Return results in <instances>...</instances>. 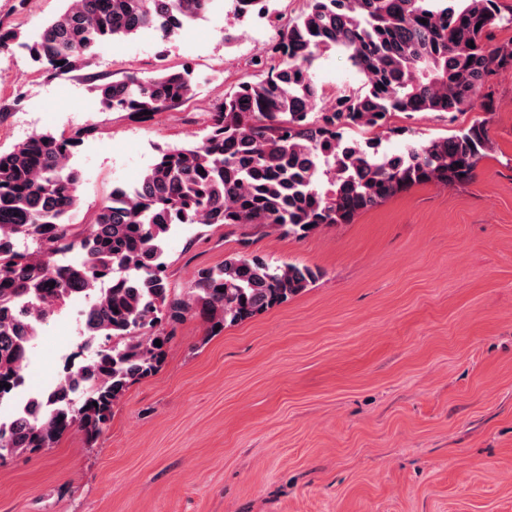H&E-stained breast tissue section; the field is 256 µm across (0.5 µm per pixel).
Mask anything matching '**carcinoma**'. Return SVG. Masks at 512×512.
<instances>
[{"label":"carcinoma","mask_w":512,"mask_h":512,"mask_svg":"<svg viewBox=\"0 0 512 512\" xmlns=\"http://www.w3.org/2000/svg\"><path fill=\"white\" fill-rule=\"evenodd\" d=\"M212 2L68 0L33 42L0 19V53L23 49L48 76H65L140 30L169 39ZM230 2L245 18L264 14L269 0H251L245 12ZM508 26L512 12L504 14L500 0H307L272 46L275 64L207 115L205 136L159 150L134 187L86 224L66 222L79 203L68 162L92 126L68 137L37 133L0 151V401L24 380L32 324L72 296H94L84 323L101 341L83 367L0 427L7 442L0 458L54 448L73 430L93 445L129 386L162 363L165 326L194 314L213 334L286 303L320 276L306 265L231 255L198 270L181 293L161 261L172 225L304 235L351 224L417 184L469 182L487 149L480 122L392 156L373 138L348 142L344 133L381 129L396 112L489 109L492 76L512 69V44L493 47L487 35ZM330 50L346 57L363 85L327 103L311 70ZM94 80L102 111L135 114L177 109L205 82L187 67L149 80ZM99 281L111 285L99 291Z\"/></svg>","instance_id":"cac0c4a2"}]
</instances>
